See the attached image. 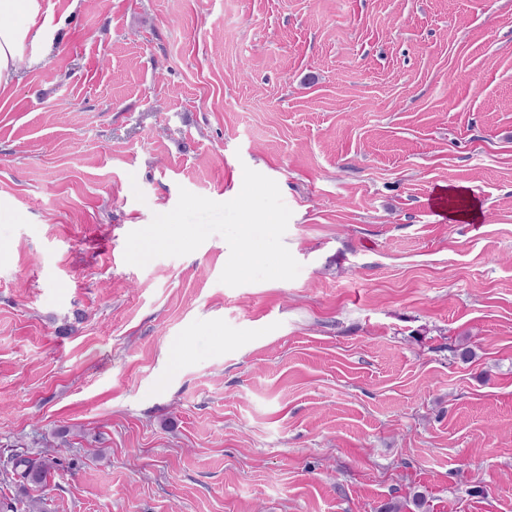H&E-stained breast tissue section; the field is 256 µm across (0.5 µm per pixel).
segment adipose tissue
I'll return each mask as SVG.
<instances>
[{
  "instance_id": "ef3b65f1",
  "label": "adipose tissue",
  "mask_w": 512,
  "mask_h": 512,
  "mask_svg": "<svg viewBox=\"0 0 512 512\" xmlns=\"http://www.w3.org/2000/svg\"><path fill=\"white\" fill-rule=\"evenodd\" d=\"M37 0H0V88L14 82L27 41L40 40Z\"/></svg>"
}]
</instances>
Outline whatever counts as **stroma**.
I'll return each mask as SVG.
<instances>
[{"instance_id":"35a3bbf8","label":"stroma","mask_w":512,"mask_h":512,"mask_svg":"<svg viewBox=\"0 0 512 512\" xmlns=\"http://www.w3.org/2000/svg\"><path fill=\"white\" fill-rule=\"evenodd\" d=\"M38 3L52 51L0 88V456L57 446L46 512H512V0ZM247 167L295 279L220 283L218 234L125 262ZM443 194L448 198V202L457 199L465 201L464 205L460 208L448 207V216L450 218L470 222H476L480 218L481 206L460 187L448 185V190L444 191Z\"/></svg>"}]
</instances>
